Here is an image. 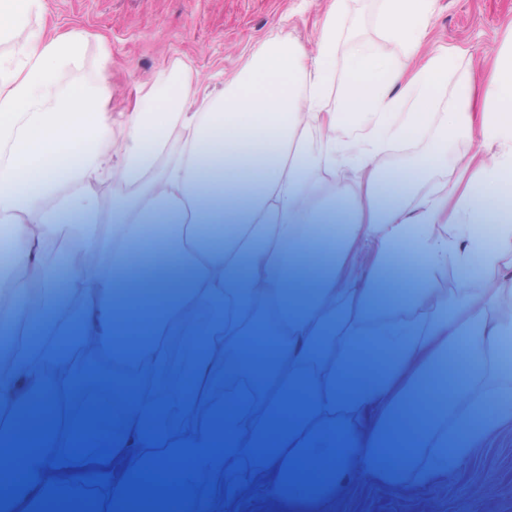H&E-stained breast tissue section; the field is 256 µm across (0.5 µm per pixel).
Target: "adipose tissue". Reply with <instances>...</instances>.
Here are the masks:
<instances>
[{
  "mask_svg": "<svg viewBox=\"0 0 512 512\" xmlns=\"http://www.w3.org/2000/svg\"><path fill=\"white\" fill-rule=\"evenodd\" d=\"M344 4L327 0L313 48L268 36L221 97L198 99L187 70H174L143 88L117 124L107 81L84 72L92 33L49 30L45 0H0V41L10 45L0 54V223L17 237L13 265L42 271L24 330L57 329L51 251L65 227L78 250L98 257L69 270L78 299L69 317L83 347L109 362L131 327L161 332L136 360V376L152 384L173 373L164 337L195 353V393L175 387L128 401L126 443L137 452L111 499H126L147 471L165 492L235 470L292 389L299 408L268 460L285 477L327 473L336 495L354 463L372 471L383 455L399 461L379 471L387 482L452 481L512 430L503 399L512 374L499 347L512 335V46L485 65L487 109L476 120L470 83L438 106L462 53L425 52L433 0H379L378 38L345 46ZM473 131L478 150L449 157V144ZM421 141L412 168L384 170L392 147ZM115 177L126 190L103 228L90 183ZM227 213L239 232L206 243L204 225ZM362 238L376 253L359 276L351 255ZM158 265L183 275L120 286L104 274ZM291 265L328 276L310 292L286 279ZM446 266L459 282L449 294L434 281ZM392 274L418 288L385 306L376 286ZM270 313L283 346L253 394L230 397L228 447H216L208 428L157 429L166 406L192 416L218 379L245 374L239 322ZM0 339L12 363L0 374V408L23 410L33 393L49 392L56 409L36 447L20 449L21 431L5 430L18 477L0 505L26 512L55 487L59 447L83 426L64 406L70 357L10 329Z\"/></svg>",
  "mask_w": 512,
  "mask_h": 512,
  "instance_id": "ef3b65f1",
  "label": "adipose tissue"
}]
</instances>
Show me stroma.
<instances>
[{"label":"stroma","instance_id":"1","mask_svg":"<svg viewBox=\"0 0 512 512\" xmlns=\"http://www.w3.org/2000/svg\"><path fill=\"white\" fill-rule=\"evenodd\" d=\"M326 0H49V16L60 27L76 25L102 34L112 57L101 65L96 44L86 49V71L102 73L112 90L111 111H130L138 89L179 62L191 66L204 92L217 93L270 33L313 46ZM512 33V0H434L425 50L465 48L467 55L448 76L449 85L475 75L471 112L485 109L484 61L495 56ZM59 467L78 500L96 512H112L104 479L75 472L68 458ZM253 480L241 493H217L202 479L176 500L190 512L206 501L210 512H512V433L478 449L453 484L393 485L356 466L341 496L328 489L283 494L266 462L251 464Z\"/></svg>","mask_w":512,"mask_h":512}]
</instances>
